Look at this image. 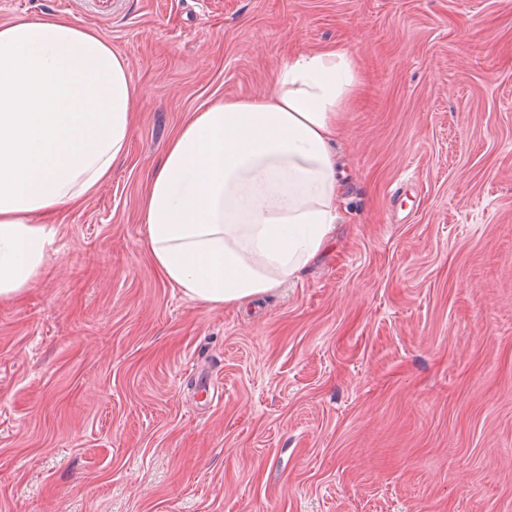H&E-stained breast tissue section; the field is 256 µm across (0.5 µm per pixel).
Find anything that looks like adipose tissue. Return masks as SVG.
Instances as JSON below:
<instances>
[{
  "mask_svg": "<svg viewBox=\"0 0 512 512\" xmlns=\"http://www.w3.org/2000/svg\"><path fill=\"white\" fill-rule=\"evenodd\" d=\"M361 83L339 45L291 55L259 98L192 113L149 176L147 253L189 299L240 305L298 278L334 236L332 142ZM140 94L109 40L57 17L0 24V301L47 272L53 217L109 181Z\"/></svg>",
  "mask_w": 512,
  "mask_h": 512,
  "instance_id": "adipose-tissue-1",
  "label": "adipose tissue"
}]
</instances>
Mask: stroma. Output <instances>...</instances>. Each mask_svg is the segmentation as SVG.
Here are the masks:
<instances>
[{
    "mask_svg": "<svg viewBox=\"0 0 512 512\" xmlns=\"http://www.w3.org/2000/svg\"><path fill=\"white\" fill-rule=\"evenodd\" d=\"M124 55L121 165L0 301V512H512V0H0ZM344 44L343 220L297 280L210 307L141 203L189 113Z\"/></svg>",
    "mask_w": 512,
    "mask_h": 512,
    "instance_id": "obj_1",
    "label": "stroma"
}]
</instances>
